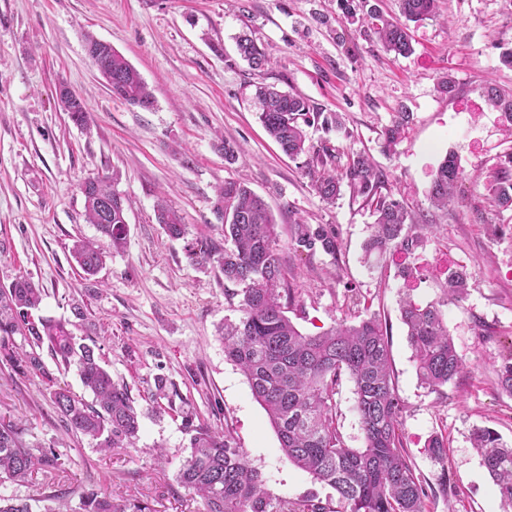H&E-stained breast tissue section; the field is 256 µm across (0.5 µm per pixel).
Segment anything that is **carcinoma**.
<instances>
[{"mask_svg": "<svg viewBox=\"0 0 512 512\" xmlns=\"http://www.w3.org/2000/svg\"><path fill=\"white\" fill-rule=\"evenodd\" d=\"M339 7L346 23L375 35L385 50L408 54L412 52L408 23L432 17L437 0H399L397 16L384 15L371 0H339ZM86 50L113 96L145 111L154 108L151 89L121 53L107 50L93 37L87 38ZM237 51L259 73L270 64L265 50L247 36L238 38ZM257 94L262 102L259 121L289 158L302 160L301 167L316 194L332 203L345 185L372 210L375 221L368 250L408 251L416 244L418 236L405 229L409 218L406 206L383 192L388 177L369 157L353 156L341 167L335 149L307 143L304 126L321 118L339 128V116L325 117L309 100L272 86L258 87ZM59 96L75 125L89 124L88 108L79 96L65 85ZM488 99L512 123V91L491 87ZM409 121L410 114L401 112L384 129L386 149L395 145ZM460 180L456 158L445 156L430 189L433 205L439 209L455 205ZM79 189L87 223L108 239L113 249L123 248L126 199L112 188V177L89 178ZM487 192L496 207L512 210V152L498 164ZM214 211L224 224V240L232 247L217 253L210 243L198 240L187 246V255L198 263L216 261L224 280L244 285L239 320L224 323V357L246 376L254 399L275 430L282 455L314 481L335 490L339 512H426L427 489L404 448L403 404L382 321L372 315L314 335L302 333L288 317L295 294L288 285L277 224L268 206L245 185L227 182L217 192ZM156 219L168 237L185 238L187 225L173 207L157 204ZM294 241L307 250L319 245L328 254L336 253V233L332 231L300 226ZM71 256L88 276L97 274L104 263V252L93 239L74 241ZM466 286L464 272L456 270L448 276L442 299L424 307L410 299L400 303L418 380L431 392L466 373L444 311L448 303L463 300ZM40 303V289L23 276L0 286V362L48 379L39 353L48 348L57 369H76L83 386L94 395L87 403L60 386L51 392L54 408L67 428L94 441L101 452L134 446L141 413L127 386L112 378L93 348L76 341L69 322L33 316ZM19 341L31 351L19 353ZM344 376L354 383L355 410L364 435L362 448L347 447L333 413L332 400ZM188 428L190 452L177 470L176 481L200 498L203 512H333L314 494L297 500L272 496L259 472L247 462L244 450L224 430L191 423ZM473 445L498 487L503 509L512 508V446L500 442L488 429L474 431ZM60 465L59 452L26 440L20 424L0 420V486L27 483L38 472ZM50 500H60V494L33 499L0 494V512H38L40 503ZM79 509L151 512L139 501L116 503L111 495L94 490L82 494Z\"/></svg>", "mask_w": 512, "mask_h": 512, "instance_id": "obj_1", "label": "carcinoma"}]
</instances>
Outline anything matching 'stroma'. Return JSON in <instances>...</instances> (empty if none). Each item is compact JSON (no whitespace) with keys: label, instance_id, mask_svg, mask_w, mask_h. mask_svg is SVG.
<instances>
[{"label":"stroma","instance_id":"35a3bbf8","mask_svg":"<svg viewBox=\"0 0 512 512\" xmlns=\"http://www.w3.org/2000/svg\"><path fill=\"white\" fill-rule=\"evenodd\" d=\"M243 34L269 53L265 71L238 57ZM89 35L140 72L153 110L113 98L86 55ZM411 35V54L385 51L343 25L337 0H0V286L30 277L43 290L39 313L51 319H71L73 304L83 303L97 353L143 412L134 446L104 454L67 430L51 401L54 384L84 395L75 371L50 361L48 380L0 367V417L63 455L58 469L1 486L0 494L57 490L75 507L82 493L98 489L117 502H146L152 512H198L194 495L175 480L189 452L190 413L231 435L273 496L335 501L331 488L285 460L246 377L224 357L218 329L240 316L236 285L216 262L186 255L198 238L223 245L215 190L232 181L274 215L297 295L288 315L303 333L372 313L385 324L404 442L428 490V512H503L472 433L487 428L512 445V396L497 385L499 366L512 358V211H499L486 191L512 149L506 121L486 97L491 85L512 90V68L501 62L512 48V0H439L435 17L412 25ZM447 74L456 82L450 97L437 90ZM262 83L342 115L341 131L307 127L309 142L369 155L387 173L417 225L411 251L365 254L369 209L346 189L332 204L318 197L258 119ZM61 84L85 101L88 127L63 112ZM400 112L411 121L394 149L383 151L381 132ZM224 141L238 148V161L225 160ZM449 154L462 171L460 202L444 211L431 206L429 189ZM103 174L130 203L128 235L87 280L70 254L76 238L97 235L79 186ZM161 197L182 215L186 238H168L157 223ZM299 224L335 230L336 253L296 248ZM452 266L465 272L467 290L445 308L448 330L472 371L431 392L417 379L399 302L442 297ZM160 377L167 381L161 398ZM333 404L346 445L362 447L350 379ZM437 434L448 439L444 464L426 449ZM158 445L167 460H157Z\"/></svg>","mask_w":512,"mask_h":512}]
</instances>
